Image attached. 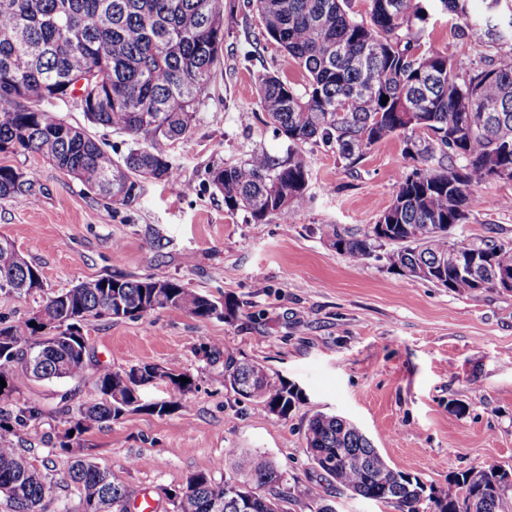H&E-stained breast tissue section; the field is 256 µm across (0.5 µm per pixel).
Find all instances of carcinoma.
<instances>
[{"mask_svg": "<svg viewBox=\"0 0 512 512\" xmlns=\"http://www.w3.org/2000/svg\"><path fill=\"white\" fill-rule=\"evenodd\" d=\"M369 19H358L352 0H249L262 36L278 44L304 73L294 83L278 72L260 78V105L288 140V155L254 151L244 160L209 171L228 212H248L259 223L284 219L307 200L309 170L302 146L321 142L353 164L371 146L403 139L409 154L437 166L399 177L398 191L378 221L362 235L334 225L323 234L352 262L391 244L390 266L407 276L453 292L475 295L496 288L458 274L443 260L451 250L475 251L490 267L512 271V243L448 239V225L469 219L470 188L512 181V0H484L472 17L469 0H439L464 26H480L494 49L479 66H466V43L450 53L414 52L425 0H369ZM224 47V0H0V153L40 154L89 191L128 207L142 181L173 182L177 168L169 145L187 135L198 106L217 75ZM96 69L109 83L96 92L98 105L84 110L98 126L127 134L132 146L118 159L88 132L56 110L73 97L78 79ZM388 96L386 104L380 98ZM24 173L0 166V198L24 192ZM10 290L44 288L40 270L17 249H0V276ZM159 309L200 320L227 318L235 304L218 302L173 279L99 277L49 297L25 320H0V378L9 401L28 380L74 378L89 351L80 323L121 319ZM152 364L125 371L101 369L99 400L64 420L55 447L71 464L61 479L37 469L16 445L17 428L42 410L23 404L0 414V496L10 512H46L56 488L71 487L80 512H128L132 497L112 471L79 455L81 437L130 413L159 417L186 406L195 388L190 374L171 365L170 398L145 402ZM188 382L181 383L178 378ZM223 384L244 388L280 419L300 400L291 385L272 382L265 366L224 361ZM313 469L349 492L395 512H512V490L502 488L512 471L490 463L448 476V485L427 484L387 460L352 421L313 415L305 432ZM234 481L208 471L187 477L173 500L174 512H273L283 481L263 453L230 448L224 454Z\"/></svg>", "mask_w": 512, "mask_h": 512, "instance_id": "1", "label": "carcinoma"}]
</instances>
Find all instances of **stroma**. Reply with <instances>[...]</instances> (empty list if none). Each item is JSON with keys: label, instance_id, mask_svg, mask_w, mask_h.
I'll use <instances>...</instances> for the list:
<instances>
[{"label": "stroma", "instance_id": "stroma-1", "mask_svg": "<svg viewBox=\"0 0 512 512\" xmlns=\"http://www.w3.org/2000/svg\"><path fill=\"white\" fill-rule=\"evenodd\" d=\"M427 12L422 51L453 52L462 20L438 0H428ZM259 29L247 0H226L216 81L189 134L169 149L179 179L145 182L132 206L112 207L41 155L0 154V165L27 180L25 196L0 199V235L14 240L44 283L37 293L0 294V320H23L53 293L106 275L176 279L237 305L227 319L164 309L87 321L89 356L79 377L26 383L14 402L0 405L6 412L18 401L44 409L20 428L21 447L37 468L63 474L69 458L54 447L61 396L75 410L97 398L101 367L174 362L196 383L187 407L164 417L128 414L83 442L134 499H152L155 512H173L174 493L194 472L227 478L221 463L229 448L265 453L279 466L285 512H309L304 489L314 481L336 512H390L317 481L304 431L319 412L354 421L385 457L429 484L446 485L449 474L485 463L512 468V293L472 297L400 276L389 266L387 244L353 263L322 234L327 224L360 234L377 222L400 174L421 165L401 138L372 146L352 167L329 147L305 145L307 202L287 221L258 224L225 210L209 169L255 150L279 158L288 150L259 104V75L276 70L303 80L276 43L254 44ZM58 110L88 126L113 157L127 154L129 137L88 125L77 100ZM453 235L512 242V181L472 187L469 220ZM228 353L302 389L288 419L224 387ZM139 457L145 466H133Z\"/></svg>", "mask_w": 512, "mask_h": 512}]
</instances>
